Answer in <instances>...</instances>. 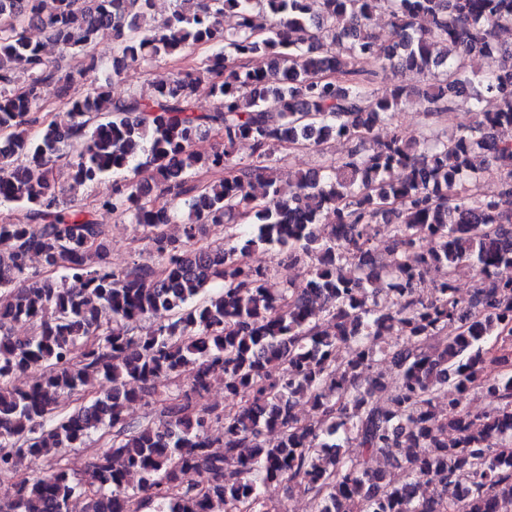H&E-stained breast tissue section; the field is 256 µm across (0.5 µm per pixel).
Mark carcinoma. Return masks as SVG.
<instances>
[{
    "mask_svg": "<svg viewBox=\"0 0 512 512\" xmlns=\"http://www.w3.org/2000/svg\"><path fill=\"white\" fill-rule=\"evenodd\" d=\"M152 4L0 0V143L13 145L0 150V204L27 216L0 223V471L109 436L84 474L57 461L0 497V512H73L77 497L81 512H289L261 493L283 482L311 512H512V278H496L512 267V142L497 135L512 126V45L493 41L512 26V0H176L158 22ZM381 12L390 40L373 29ZM104 25L113 53L102 80L92 47ZM31 27L85 65L50 66ZM198 44L218 52L148 96L112 97L126 69ZM473 57L487 68L466 69ZM364 62L378 67L370 78ZM408 73L429 80L407 85ZM203 77L208 110L195 101ZM75 81L89 90L66 103L67 120L32 131L44 85ZM413 95L429 115L459 96L496 108L450 137L381 134ZM211 131L222 143L196 149ZM333 139L352 142L347 156L282 183L278 149ZM241 142L255 161H234ZM68 155L60 188L54 166ZM108 176L99 207L146 230L149 261L130 270L108 265L107 225L62 201ZM174 223L179 239L164 230ZM205 224L224 225V242L194 247ZM381 227L395 253L388 267L373 254ZM259 247L308 261L306 283L252 265ZM34 257L61 280L31 270ZM436 267L445 273L425 300L416 288ZM464 268L479 280L465 305L455 288ZM218 279L224 287L210 292ZM157 314L165 321L129 335ZM21 323L30 335L13 334ZM382 362L390 382L375 372ZM42 365L33 383H14ZM186 371L191 391H164ZM216 375L232 403L197 409L192 394ZM98 380L89 400L60 407ZM152 395L159 420L125 418ZM472 397L486 407L472 409ZM301 402L313 419L295 412ZM351 441L360 452L347 457Z\"/></svg>",
    "mask_w": 512,
    "mask_h": 512,
    "instance_id": "carcinoma-1",
    "label": "carcinoma"
}]
</instances>
